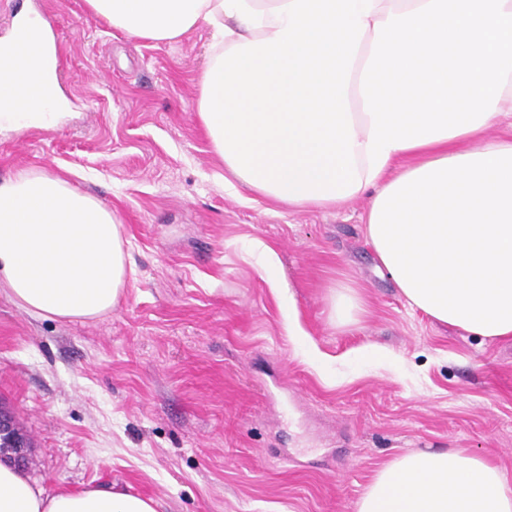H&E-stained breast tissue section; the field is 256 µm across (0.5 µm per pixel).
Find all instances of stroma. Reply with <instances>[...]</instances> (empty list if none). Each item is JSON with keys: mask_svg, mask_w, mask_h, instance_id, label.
<instances>
[{"mask_svg": "<svg viewBox=\"0 0 512 512\" xmlns=\"http://www.w3.org/2000/svg\"><path fill=\"white\" fill-rule=\"evenodd\" d=\"M25 9L66 50L73 115L1 136L0 179L46 171L95 197L132 268L95 322L31 315L0 287V399L31 441V478L128 491L159 512H354L378 466L413 449L464 448L512 475V341L411 308L378 269L367 198L250 199L197 115L207 26L157 44L86 0H0V37ZM339 281L365 299L343 325L328 302ZM292 308L305 336L286 331ZM368 343L398 362L355 359Z\"/></svg>", "mask_w": 512, "mask_h": 512, "instance_id": "1", "label": "stroma"}]
</instances>
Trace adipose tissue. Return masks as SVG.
<instances>
[{
  "label": "adipose tissue",
  "mask_w": 512,
  "mask_h": 512,
  "mask_svg": "<svg viewBox=\"0 0 512 512\" xmlns=\"http://www.w3.org/2000/svg\"><path fill=\"white\" fill-rule=\"evenodd\" d=\"M130 37L213 30L197 112L243 186L293 208L370 199L379 266L435 321L512 339V0H86ZM38 46L17 59L18 42ZM51 30L0 41V133L57 124ZM408 165L396 169L399 160ZM111 210L59 176L0 179V284L30 314L88 322L127 283ZM0 512H157L109 488L48 492L0 464ZM355 512H512V476L457 448L385 462Z\"/></svg>",
  "instance_id": "ef3b65f1"
}]
</instances>
